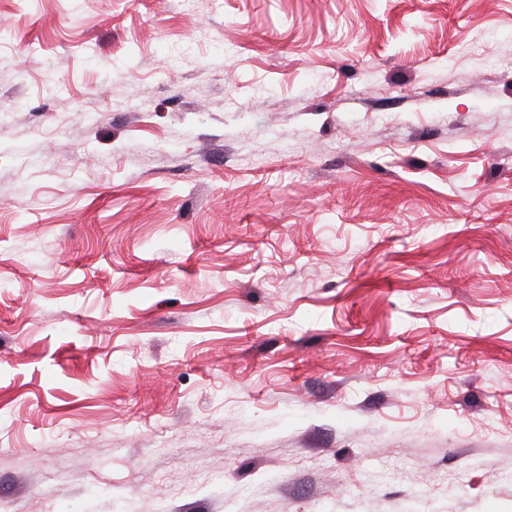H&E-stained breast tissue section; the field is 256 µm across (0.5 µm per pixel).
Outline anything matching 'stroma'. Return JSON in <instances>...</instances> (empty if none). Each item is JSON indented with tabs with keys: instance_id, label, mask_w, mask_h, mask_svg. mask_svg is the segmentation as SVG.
I'll return each mask as SVG.
<instances>
[{
	"instance_id": "35a3bbf8",
	"label": "stroma",
	"mask_w": 512,
	"mask_h": 512,
	"mask_svg": "<svg viewBox=\"0 0 512 512\" xmlns=\"http://www.w3.org/2000/svg\"><path fill=\"white\" fill-rule=\"evenodd\" d=\"M0 512H512V0H0Z\"/></svg>"
}]
</instances>
